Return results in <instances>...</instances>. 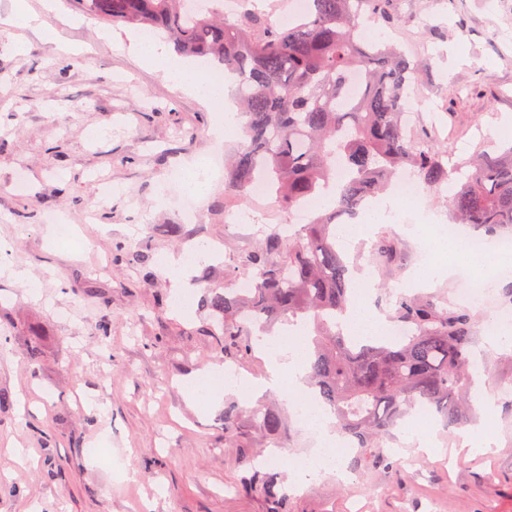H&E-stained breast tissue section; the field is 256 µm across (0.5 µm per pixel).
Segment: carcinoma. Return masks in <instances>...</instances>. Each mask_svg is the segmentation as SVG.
Segmentation results:
<instances>
[{
	"label": "carcinoma",
	"mask_w": 512,
	"mask_h": 512,
	"mask_svg": "<svg viewBox=\"0 0 512 512\" xmlns=\"http://www.w3.org/2000/svg\"><path fill=\"white\" fill-rule=\"evenodd\" d=\"M193 14L183 0H78L82 11L114 26L152 30L177 54L206 58L236 78L243 142L224 168L225 192L239 203L256 181L267 183L293 214L333 189L329 208L315 209L307 224L283 234L276 226L224 288L205 287L200 332L219 341L218 353L244 355L254 348L244 316L273 325L312 320L307 342V385L333 412L338 432L352 443L356 462L386 465L385 438L415 408L439 415L447 427L472 421L470 347L475 326L468 310L435 296L399 295L394 319L411 329L404 340L356 342L344 334L353 280L337 248L336 226L371 196L386 192L406 172L429 190L460 175L449 207L470 238L491 242L512 231V142L480 150L448 167V150L401 122L417 70L387 43L362 40L366 25H398L393 0H308L307 12L280 23L255 0H224ZM346 172L337 180V170ZM400 242L381 236L376 259L390 264ZM252 283L245 295L241 280ZM31 363L42 354L40 333L25 339ZM276 440L280 414L262 406L224 411V425L242 419ZM276 507L286 492L255 473L245 482Z\"/></svg>",
	"instance_id": "obj_1"
}]
</instances>
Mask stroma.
<instances>
[{
  "mask_svg": "<svg viewBox=\"0 0 512 512\" xmlns=\"http://www.w3.org/2000/svg\"><path fill=\"white\" fill-rule=\"evenodd\" d=\"M49 29L87 47L80 62L53 39L7 24L13 0H0V512H269L247 495L243 476L256 468L290 487L280 456L308 457L285 394L265 391L253 404L285 417L279 442L241 425L224 426V409L240 405L224 390L219 402L193 408L186 381L223 363L211 337L199 333L205 284L225 281L209 260L175 279L167 257L203 246L226 257L250 253L267 225L289 220L275 199L263 223L224 222V172L194 219L175 199L193 160L237 150L240 135L215 139L222 115L144 67L130 41L134 30L84 14L75 0H57ZM402 25H372L375 40L407 46L420 66L425 103L421 129L447 144L453 161L506 141L512 119V0H396ZM23 53H16V43ZM76 225L79 249L55 241V222ZM398 238L391 267L374 259L380 235ZM123 243L148 256L134 268L112 250ZM354 281L369 282L383 319L399 294L439 295L468 307L479 342L472 352L497 383L512 382L507 348L488 347L486 308L464 290L485 282L496 306H507L505 281L489 258L468 265L439 260L432 284L413 286L420 238L414 225H375L342 236ZM192 307L173 309L175 289ZM108 325L109 338L98 334ZM49 336L38 364L24 339L31 327ZM490 453L463 447L464 427L444 430L445 444L423 454L405 447L386 467L321 473L308 489L290 492L284 512H512V398L495 399ZM48 438H41L40 430ZM130 463L134 480L118 467Z\"/></svg>",
  "mask_w": 512,
  "mask_h": 512,
  "instance_id": "1",
  "label": "stroma"
}]
</instances>
